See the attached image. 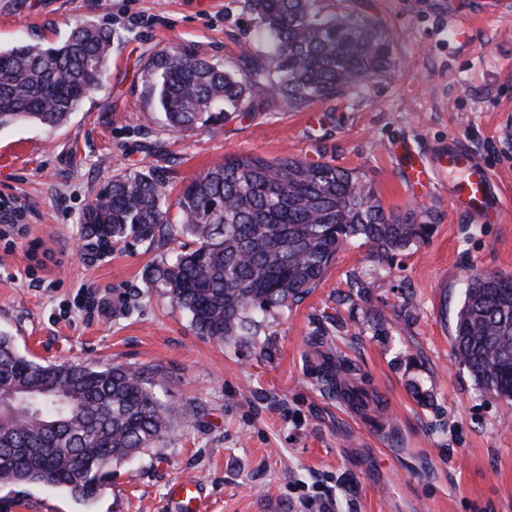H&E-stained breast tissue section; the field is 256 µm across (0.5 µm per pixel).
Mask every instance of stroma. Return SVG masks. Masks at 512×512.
<instances>
[{
  "label": "stroma",
  "instance_id": "35a3bbf8",
  "mask_svg": "<svg viewBox=\"0 0 512 512\" xmlns=\"http://www.w3.org/2000/svg\"><path fill=\"white\" fill-rule=\"evenodd\" d=\"M370 19L391 40L393 77L363 97L291 110L270 104L207 130L170 133L142 91L149 58L171 42L229 62L260 48L244 0H0V46L63 40L70 23L110 28L103 87L71 122L0 128V333L42 364L121 365L156 374L182 410L155 448L112 466L91 500L41 484H0V512H171L172 484L195 480L203 512H512V404L484 397L453 355L465 277L512 276V221L474 224L451 207L447 171L412 190L408 160L456 140L491 173L512 213V0H322ZM465 21L462 34L449 15ZM230 155L334 160L356 170L386 211L430 215L424 243L387 264L344 247L304 300L271 312L258 344L198 335L144 273L164 247H84L80 216L113 171L155 170L170 194ZM364 299L341 305L350 276ZM103 306L79 311V288ZM414 310L411 320L397 312ZM386 316L375 333L371 309ZM349 367L361 399L312 373L318 346Z\"/></svg>",
  "mask_w": 512,
  "mask_h": 512
}]
</instances>
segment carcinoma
Returning <instances> with one entry per match:
<instances>
[{
    "label": "carcinoma",
    "mask_w": 512,
    "mask_h": 512,
    "mask_svg": "<svg viewBox=\"0 0 512 512\" xmlns=\"http://www.w3.org/2000/svg\"><path fill=\"white\" fill-rule=\"evenodd\" d=\"M319 0H246L267 50H240L226 67L186 44L159 49L144 93L169 131L211 127L237 112L290 109L358 93L394 72L389 40L370 20L322 11ZM112 30L77 20L60 43L0 48V128L28 121L56 129L101 87ZM85 236L118 245H172L147 270L186 310L193 329L226 344L257 335L264 316L303 299L346 244L359 241L387 263L424 242L425 212H386L372 186L331 160L229 156L168 200L155 171L117 170L80 216ZM190 243L180 241V237ZM358 277L342 301L362 299ZM455 359L479 392L512 401V277L474 271L454 326ZM330 355L316 367L334 392L356 395ZM156 377L123 366L40 364L0 333V390L34 392L38 413L0 420V484L38 483L90 500L112 463L156 445L182 409L155 392Z\"/></svg>",
    "instance_id": "1"
}]
</instances>
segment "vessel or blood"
Segmentation results:
<instances>
[{
	"instance_id": "vessel-or-blood-1",
	"label": "vessel or blood",
	"mask_w": 512,
	"mask_h": 512,
	"mask_svg": "<svg viewBox=\"0 0 512 512\" xmlns=\"http://www.w3.org/2000/svg\"><path fill=\"white\" fill-rule=\"evenodd\" d=\"M440 159L442 167L463 175L451 194V203L456 211L476 224L505 220L504 204L496 194L491 177L482 164L453 145L441 150Z\"/></svg>"
}]
</instances>
